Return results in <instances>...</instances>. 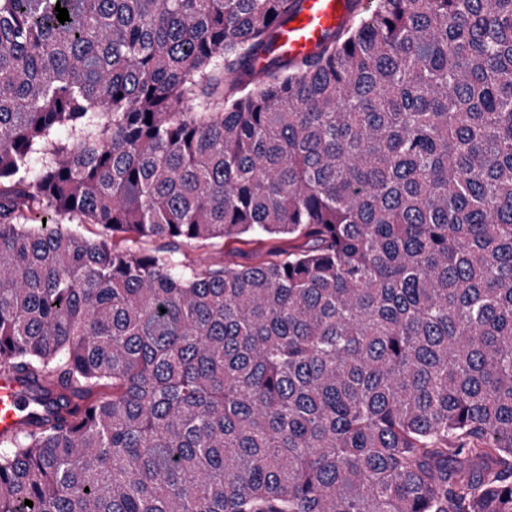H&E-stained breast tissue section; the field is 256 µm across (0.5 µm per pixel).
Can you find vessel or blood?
<instances>
[{"mask_svg":"<svg viewBox=\"0 0 512 512\" xmlns=\"http://www.w3.org/2000/svg\"><path fill=\"white\" fill-rule=\"evenodd\" d=\"M347 17L346 0H303L297 15L283 27L275 50L293 58L316 52L323 35ZM31 401L24 380L0 375V435L10 436L25 429L30 420Z\"/></svg>","mask_w":512,"mask_h":512,"instance_id":"b4317fda","label":"vessel or blood"}]
</instances>
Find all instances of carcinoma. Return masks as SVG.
<instances>
[{
  "label": "carcinoma",
  "instance_id": "cac0c4a2",
  "mask_svg": "<svg viewBox=\"0 0 512 512\" xmlns=\"http://www.w3.org/2000/svg\"><path fill=\"white\" fill-rule=\"evenodd\" d=\"M374 2L0 0V512H512V0ZM301 10L282 28L275 51L288 58L314 54L323 35L347 17L346 0H302ZM272 245L279 246L282 250H288L287 239L257 242L244 237L243 240L233 242L216 241L204 248L188 251L186 258L182 257V259L186 262H196L202 259L214 264L254 262L263 258ZM26 387L27 383L15 375H0L1 436H11L28 426L33 412Z\"/></svg>",
  "mask_w": 512,
  "mask_h": 512
}]
</instances>
